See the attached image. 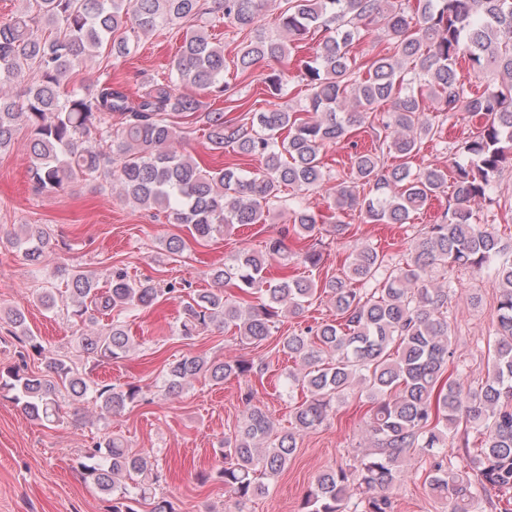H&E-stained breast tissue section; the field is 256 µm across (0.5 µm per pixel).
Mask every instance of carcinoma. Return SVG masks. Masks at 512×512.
Here are the masks:
<instances>
[{
    "label": "carcinoma",
    "mask_w": 512,
    "mask_h": 512,
    "mask_svg": "<svg viewBox=\"0 0 512 512\" xmlns=\"http://www.w3.org/2000/svg\"><path fill=\"white\" fill-rule=\"evenodd\" d=\"M23 8L0 23V86L25 76L19 94L0 93V152L15 137L17 123L30 130V180L39 192H57L101 179L118 188L120 198L138 208L162 213L172 224H185L194 241H206L239 224H263L282 188L291 223L266 243L265 256L290 257L317 268L321 252L306 240L325 216L309 206L306 194L327 181L321 150L347 141L351 183L328 189L335 215L356 210L371 224H405L410 215L437 198L448 183L438 167L416 168L423 141L440 134L425 102L440 116L480 115L483 124L454 147V191L436 223L412 239L404 261L391 263L376 248L353 249L344 277L323 287L282 273L266 276L265 256L248 249L210 270L216 288L183 300L179 332L189 337L209 326L234 327L240 340L260 343L280 318L297 316L317 291L329 297L336 318L307 326L280 341V351L297 368L288 370L281 389L301 393L290 427L275 429L266 412L251 403L237 429L224 436V466L200 473L214 478L235 504L268 492L266 480L279 474L297 450V441L317 429L354 391L369 403L368 446L354 462L321 472L307 493L302 512H393L388 490L408 473L415 456L429 461L425 482L448 500L449 512H484L492 490H512V253L475 208L491 200L504 167L512 163V0H283L278 34L260 30L267 0H22ZM226 21L253 33L233 59L236 72L250 73L263 61L282 62L311 33H323L316 55L299 60L307 97L299 108L271 103L252 113L249 122L228 118L224 109L200 111L202 96L221 99L224 44L211 38L207 24ZM369 24L394 45L391 56L361 60L352 53ZM187 32L169 63V79L140 84L131 94L110 75L91 91L71 85V74L84 58L115 60L130 44L157 31ZM474 76L487 70L495 81L474 92L458 74L460 64ZM273 97L284 95L288 76L266 77ZM184 91H176V87ZM387 107L374 133L373 146L359 148L356 132L368 114ZM207 125L213 151L257 157L261 170L240 163L207 167L175 146L177 119ZM394 163L388 165L385 158ZM369 188L359 195L357 185ZM296 243L288 250L286 240ZM49 239L38 225H25L13 245L33 266L42 263ZM493 273L499 286L496 323L488 341L487 378L477 385L461 382L463 366L448 372L453 358L448 303L457 294L448 269ZM66 278L65 297L45 290L39 302H58L84 323L106 317L98 332L78 337L83 351L102 361L129 356L132 349L125 318L151 308L166 294L182 292L170 282L133 280L113 269L107 287L93 272L58 269ZM239 297L230 299L224 288ZM7 318L26 337L30 351L46 353L25 325V314ZM50 375L12 374L13 399L28 415L47 423L60 419L56 381L77 402L92 399L110 416L138 402L140 389L99 383L75 371L61 358H45ZM262 373L248 359L212 361L187 356L168 362L163 391L176 395L193 379L216 384L229 377ZM478 434L479 446L467 451V468L448 460V440L460 426ZM86 457V475L112 497L111 512H138L151 500L152 512H177L156 497L159 475L154 461L132 452L114 435L95 441Z\"/></svg>",
    "instance_id": "carcinoma-1"
}]
</instances>
